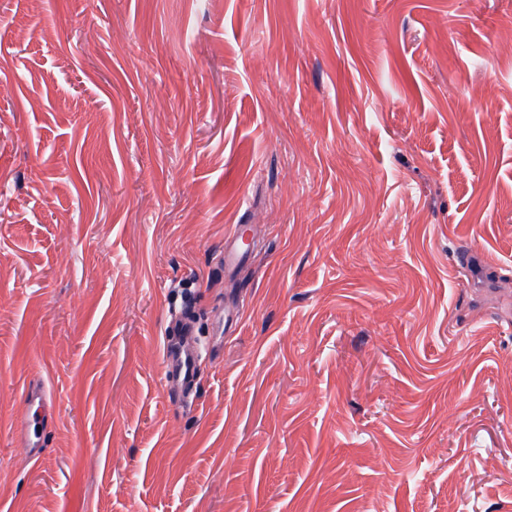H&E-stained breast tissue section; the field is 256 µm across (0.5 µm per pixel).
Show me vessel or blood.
<instances>
[{
    "label": "vessel or blood",
    "instance_id": "1",
    "mask_svg": "<svg viewBox=\"0 0 512 512\" xmlns=\"http://www.w3.org/2000/svg\"><path fill=\"white\" fill-rule=\"evenodd\" d=\"M240 236V229H233L218 254L225 270H235L246 260L245 252L238 246ZM163 364L175 400L184 402L186 395L195 389L199 371V357L193 348V330L189 321L171 324L164 342ZM24 405L29 414L19 428L20 446L28 458L35 460L41 454L48 421L46 390L42 382H33L26 387Z\"/></svg>",
    "mask_w": 512,
    "mask_h": 512
}]
</instances>
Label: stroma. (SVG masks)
Wrapping results in <instances>:
<instances>
[{
    "label": "stroma",
    "instance_id": "stroma-1",
    "mask_svg": "<svg viewBox=\"0 0 512 512\" xmlns=\"http://www.w3.org/2000/svg\"><path fill=\"white\" fill-rule=\"evenodd\" d=\"M0 512H512V0H0ZM241 231V225H235L224 243V248L219 251L218 257L220 262L224 264V270H235L246 260L245 252L237 244L241 237ZM193 330L190 322H173L163 347V364L173 396L186 403V394L192 395L198 378L199 357L193 348ZM24 405L29 414L19 427L20 446L28 458L37 460L43 448V434L48 421L46 390L42 382H32L26 387Z\"/></svg>",
    "mask_w": 512,
    "mask_h": 512
}]
</instances>
